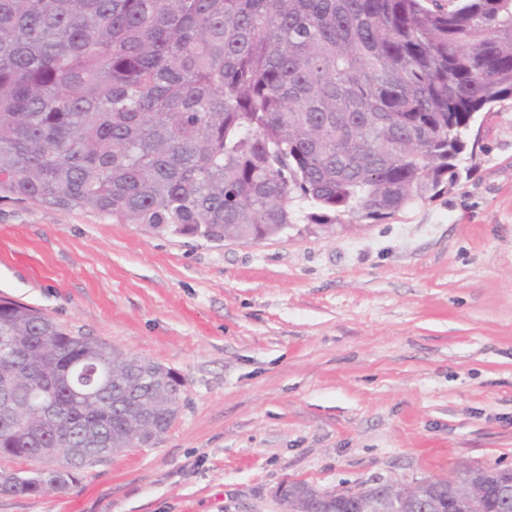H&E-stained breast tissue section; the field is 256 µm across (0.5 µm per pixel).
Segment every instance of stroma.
Returning <instances> with one entry per match:
<instances>
[{"instance_id": "35a3bbf8", "label": "stroma", "mask_w": 512, "mask_h": 512, "mask_svg": "<svg viewBox=\"0 0 512 512\" xmlns=\"http://www.w3.org/2000/svg\"><path fill=\"white\" fill-rule=\"evenodd\" d=\"M470 177L256 243L0 201V299L182 382L163 440L0 512H281V484L512 466V107Z\"/></svg>"}]
</instances>
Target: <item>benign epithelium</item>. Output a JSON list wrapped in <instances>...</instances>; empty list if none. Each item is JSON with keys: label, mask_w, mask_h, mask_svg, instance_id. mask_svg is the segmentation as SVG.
Returning a JSON list of instances; mask_svg holds the SVG:
<instances>
[{"label": "benign epithelium", "mask_w": 512, "mask_h": 512, "mask_svg": "<svg viewBox=\"0 0 512 512\" xmlns=\"http://www.w3.org/2000/svg\"><path fill=\"white\" fill-rule=\"evenodd\" d=\"M512 466L472 468L464 478H425L412 484L413 494L402 496L393 484L377 489L366 483L344 491L321 489L310 485L285 484L278 497L283 512H333L338 500H348L356 512H442L443 502L459 512H478L487 493L501 500L512 499Z\"/></svg>", "instance_id": "obj_1"}]
</instances>
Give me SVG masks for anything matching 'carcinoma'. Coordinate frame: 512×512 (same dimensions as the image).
I'll return each mask as SVG.
<instances>
[{"label": "carcinoma", "instance_id": "1", "mask_svg": "<svg viewBox=\"0 0 512 512\" xmlns=\"http://www.w3.org/2000/svg\"><path fill=\"white\" fill-rule=\"evenodd\" d=\"M512 102V0H0V199L215 243L370 224L455 184ZM0 494L174 420L162 365L0 299Z\"/></svg>", "mask_w": 512, "mask_h": 512}]
</instances>
